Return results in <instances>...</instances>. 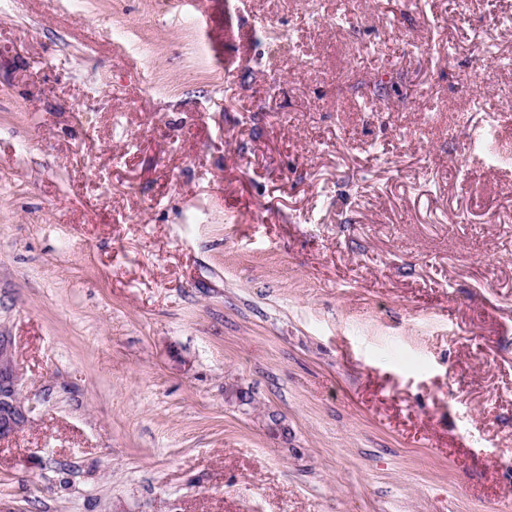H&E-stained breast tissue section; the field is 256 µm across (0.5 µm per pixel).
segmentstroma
<instances>
[{"mask_svg":"<svg viewBox=\"0 0 512 512\" xmlns=\"http://www.w3.org/2000/svg\"><path fill=\"white\" fill-rule=\"evenodd\" d=\"M0 0V512H512V0ZM2 372L10 376L11 388L13 391V405L17 406V408L22 413V417L18 423H11V429L8 433L11 434L18 428H20L23 425L24 421L28 420L29 414L33 411L34 407L33 405L25 406L24 402L19 400L18 383L12 370L10 355L7 349L3 345H0V373Z\"/></svg>","mask_w":512,"mask_h":512,"instance_id":"1","label":"stroma"}]
</instances>
